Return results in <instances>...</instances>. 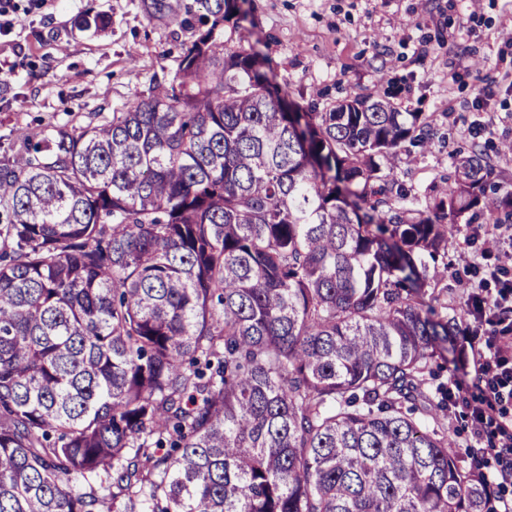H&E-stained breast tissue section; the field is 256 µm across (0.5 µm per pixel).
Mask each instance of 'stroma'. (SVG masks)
Masks as SVG:
<instances>
[{"mask_svg":"<svg viewBox=\"0 0 512 512\" xmlns=\"http://www.w3.org/2000/svg\"><path fill=\"white\" fill-rule=\"evenodd\" d=\"M242 18L225 37L257 49L279 94L304 111L356 93H384L400 112L430 116L428 152L398 155L402 189L420 194L452 181L454 160L473 144L451 114L476 120L471 95L448 81L449 62L470 82L493 73L495 30L455 44L433 25L448 0H239ZM0 33V147L20 128L135 100L152 80H170L190 33L149 18L142 0H23Z\"/></svg>","mask_w":512,"mask_h":512,"instance_id":"obj_1","label":"stroma"}]
</instances>
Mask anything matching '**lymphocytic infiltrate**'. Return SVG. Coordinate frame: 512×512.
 <instances>
[{
  "mask_svg": "<svg viewBox=\"0 0 512 512\" xmlns=\"http://www.w3.org/2000/svg\"><path fill=\"white\" fill-rule=\"evenodd\" d=\"M497 43L496 74L488 84L472 90L473 106L512 120V101L497 97L498 87L512 90V32L500 35ZM467 242L473 254L462 260L465 282L484 298L472 316L490 327L484 348L473 354L476 393L469 405L471 437L475 445H485V429L494 425L499 442L487 447L499 457L512 451V419H490L496 404L512 398V277L506 271L512 265V252L500 249L495 231L485 224L469 225Z\"/></svg>",
  "mask_w": 512,
  "mask_h": 512,
  "instance_id": "obj_1",
  "label": "lymphocytic infiltrate"
}]
</instances>
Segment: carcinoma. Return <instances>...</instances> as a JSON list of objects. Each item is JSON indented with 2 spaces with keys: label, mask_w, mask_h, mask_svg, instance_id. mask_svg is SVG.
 Listing matches in <instances>:
<instances>
[{
  "label": "carcinoma",
  "mask_w": 512,
  "mask_h": 512,
  "mask_svg": "<svg viewBox=\"0 0 512 512\" xmlns=\"http://www.w3.org/2000/svg\"><path fill=\"white\" fill-rule=\"evenodd\" d=\"M144 5L192 32L173 79L0 154V512H494L426 390V257L512 224L482 148L398 191L430 117L289 112L237 0Z\"/></svg>",
  "instance_id": "carcinoma-1"
}]
</instances>
